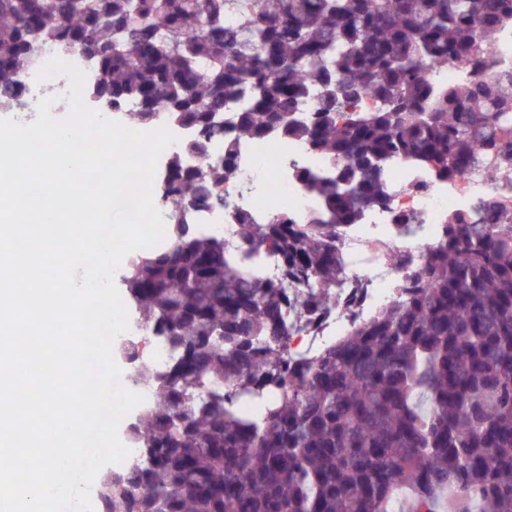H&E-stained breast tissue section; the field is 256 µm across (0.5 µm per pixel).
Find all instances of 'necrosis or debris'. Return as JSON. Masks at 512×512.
Instances as JSON below:
<instances>
[{"label": "necrosis or debris", "mask_w": 512, "mask_h": 512, "mask_svg": "<svg viewBox=\"0 0 512 512\" xmlns=\"http://www.w3.org/2000/svg\"><path fill=\"white\" fill-rule=\"evenodd\" d=\"M291 156L301 158L313 171L324 169L323 161L299 142L269 139L241 145L234 201L260 215L285 207L297 223L310 222L316 214L317 202L293 178L286 163ZM387 180L386 205L369 209L363 222L353 225L348 235L347 247L354 255L350 273L366 282L365 292L356 298L339 296V307L324 336L292 337L290 349L315 350L323 342L335 340L351 321L369 318L377 305L395 297L405 267L421 262L426 249L435 242L437 228L448 210L465 207L484 196L512 195L511 183L486 180L479 171L447 181L410 162L392 164ZM409 214L419 217L422 231L414 236L400 235L397 224Z\"/></svg>", "instance_id": "necrosis-or-debris-1"}]
</instances>
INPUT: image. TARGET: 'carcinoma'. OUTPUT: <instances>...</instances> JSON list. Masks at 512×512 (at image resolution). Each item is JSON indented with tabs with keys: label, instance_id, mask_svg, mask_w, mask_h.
<instances>
[{
	"label": "carcinoma",
	"instance_id": "obj_1",
	"mask_svg": "<svg viewBox=\"0 0 512 512\" xmlns=\"http://www.w3.org/2000/svg\"><path fill=\"white\" fill-rule=\"evenodd\" d=\"M509 22L512 0H0L1 109L23 104L18 75L49 47L93 69L87 109L100 97L119 122L190 132L154 179L165 243L133 253L123 279L170 360L134 370L150 393L124 430L139 453L100 472L97 512H387L399 497L406 512H512L511 196L449 213L398 297L288 354L338 289L363 287L345 239L386 202L389 161L512 181V73L424 75L489 70ZM268 138L328 163L291 166L318 214L235 205L228 246L195 216L235 179L240 146ZM113 354L134 363L140 347Z\"/></svg>",
	"mask_w": 512,
	"mask_h": 512
}]
</instances>
